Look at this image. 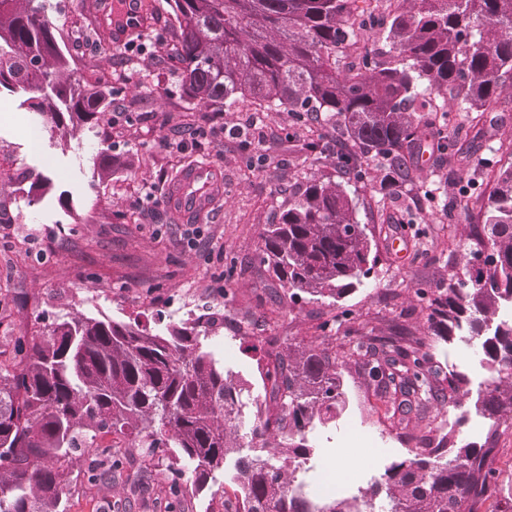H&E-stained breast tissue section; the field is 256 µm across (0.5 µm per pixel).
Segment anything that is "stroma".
<instances>
[{
  "mask_svg": "<svg viewBox=\"0 0 512 512\" xmlns=\"http://www.w3.org/2000/svg\"><path fill=\"white\" fill-rule=\"evenodd\" d=\"M80 81L114 90L115 121L98 130L80 127L79 149L43 137L30 148L37 122L0 95V178L12 180L7 199L14 220L0 223V361L9 362L13 337L42 335L46 324L68 312L135 321L150 331L173 322L177 309L198 316L203 301L219 304L225 320H250L249 335L225 332L222 343L208 348L226 368L247 380L253 395L269 394L260 372L268 362L264 337L323 342L320 325L343 309L375 335L391 323L421 333L425 312L416 289L435 290L457 265L462 241H449L448 227L481 223L478 206L462 196L463 185L492 192L497 164L512 163V96L501 95L480 122H472L459 102L448 103V125L461 129L470 158L442 157L433 130H425L411 156L415 181L382 190L379 170L369 165L366 178L352 181L360 223L374 227L379 260L363 286L330 308L317 301H274L279 284L259 264V235L264 224L288 203L299 184L313 176L344 180L335 154L308 149L305 134L294 132L292 116L265 115L259 149L267 161L251 167L235 139L202 141L182 152L165 144L170 130L192 122L243 124L257 104L238 103L234 111L189 108L178 90L167 54H136L128 42L90 44ZM102 152L121 155L122 167L99 179L93 160ZM191 163L218 168L222 197L212 208L187 220L169 205L167 188ZM47 180L41 200L28 205L29 184L14 181L16 169ZM437 207H429L427 193ZM201 227L209 251L192 250L183 239L190 226ZM404 236L407 256L397 259L389 240ZM433 359L442 371L465 374L471 390L484 388L487 375L476 347L437 343ZM346 411L312 441L314 455L328 467H340L354 486L364 483L366 468L384 472L408 456L406 438L393 430L384 401L356 370L346 371ZM143 464L133 458L115 483L88 484L76 477L65 493L68 512H163L165 486H142Z\"/></svg>",
  "mask_w": 512,
  "mask_h": 512,
  "instance_id": "obj_1",
  "label": "stroma"
}]
</instances>
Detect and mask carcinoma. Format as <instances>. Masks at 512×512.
Masks as SVG:
<instances>
[{"instance_id":"cac0c4a2","label":"carcinoma","mask_w":512,"mask_h":512,"mask_svg":"<svg viewBox=\"0 0 512 512\" xmlns=\"http://www.w3.org/2000/svg\"><path fill=\"white\" fill-rule=\"evenodd\" d=\"M358 0H167L178 24L174 57L188 104L231 110L251 99L300 122L325 115L347 137L336 167L362 177L364 164L403 183L418 132L453 98L483 113L512 90V0H402L393 15L357 21ZM44 0H0V89L20 90L19 107L42 118L65 143L75 124L94 128L111 93L74 85L70 60ZM379 29L382 47L344 62L360 34ZM94 172L121 167L112 154ZM483 223L473 227L462 275L417 291L426 331L400 325L383 336L349 326L339 350L312 342L281 350L264 336L272 366L261 402L205 350L201 327L170 324L151 333L136 323L65 314L38 340L13 337L12 368H0V512H66L69 463L83 461L94 483L124 469L101 459L89 440L100 432L128 437L150 462L172 448L157 471L178 512L188 480L201 493L217 470L233 465L235 512H477L490 498L512 504L491 467L499 427L512 424V166L488 197L475 195ZM374 235L340 181L312 177L260 234L257 258L288 293L334 306L373 269ZM474 345L492 382L474 402L492 421L482 445L448 447L447 413L468 406L466 376L438 385L431 341ZM354 366L391 409L388 419L414 444L382 480L350 497L317 502L297 485L312 452L306 433L336 419L347 404L343 371ZM253 454H241L245 443ZM191 477L184 478L185 470Z\"/></svg>"}]
</instances>
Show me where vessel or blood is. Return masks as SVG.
Returning <instances> with one entry per match:
<instances>
[{
  "label": "vessel or blood",
  "instance_id": "1",
  "mask_svg": "<svg viewBox=\"0 0 512 512\" xmlns=\"http://www.w3.org/2000/svg\"><path fill=\"white\" fill-rule=\"evenodd\" d=\"M97 15L100 22L111 23L118 38L142 19L140 10L132 8L129 0H98ZM221 191L220 172L206 164H194L179 173L168 189V198L174 211L188 218L208 210Z\"/></svg>",
  "mask_w": 512,
  "mask_h": 512
}]
</instances>
